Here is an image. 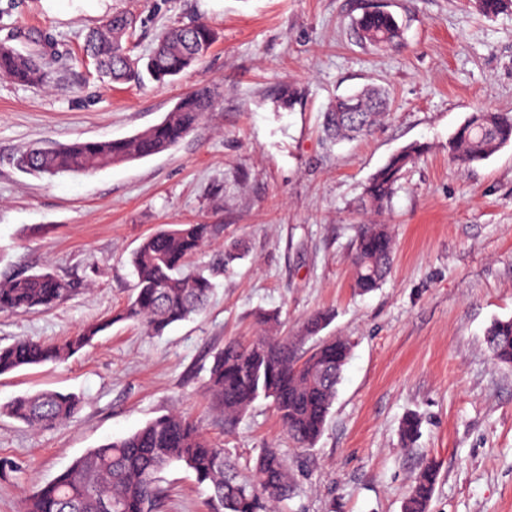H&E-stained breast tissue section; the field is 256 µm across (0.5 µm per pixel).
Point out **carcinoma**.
<instances>
[{
    "label": "carcinoma",
    "mask_w": 512,
    "mask_h": 512,
    "mask_svg": "<svg viewBox=\"0 0 512 512\" xmlns=\"http://www.w3.org/2000/svg\"><path fill=\"white\" fill-rule=\"evenodd\" d=\"M362 42L375 48L399 44L400 26L382 9H366L354 21ZM135 20L113 15L86 38V51L102 77L112 83L140 80L139 65L127 52ZM217 39L207 23L192 21L162 30L146 62L157 80L175 77L198 63ZM0 76L20 85L43 84L48 73L31 54L0 44ZM214 105L211 90L202 88L179 98L158 124L128 138L105 142H74L53 148L31 145L16 165L33 175L54 177L92 173L111 163L134 161L164 152L183 140ZM390 108L388 93L364 88L336 98L323 113V131L330 141L367 136ZM512 143V114L477 110L448 139V160L469 166ZM421 154L409 144L392 155L370 178L363 201L382 209L396 193L407 166ZM213 224H173L147 236L132 256L134 295L116 320H129L160 334L174 323L201 313L213 289L214 271L189 268V259L213 236ZM395 242L387 225L360 224L356 229L353 279L357 292L368 294L390 271ZM75 279L51 270L0 280V313L35 312L54 307L77 292ZM331 320L328 311L314 313L296 336L278 335V314L259 315L261 333L248 344L228 341L213 355L204 393L228 424L260 398L272 400L288 436L311 448L322 435L336 401L337 386L348 363L352 343L331 337L313 348L300 347ZM110 323L89 324L58 344L23 338L0 346V375L45 363H57L91 345ZM484 342L491 358L512 366V318L495 319ZM82 400L71 393L43 391L15 397L0 406L7 415L34 428H52L75 418ZM420 418L407 414L401 423L404 445L415 444ZM173 463L190 469L197 483L210 490L212 512H280L294 492L288 463L276 448H266L249 474L240 473L225 449L206 438L183 412L157 417L130 435L86 452L54 479L26 498L24 512H156L165 494L159 474ZM439 469L427 461L415 477L403 512H430Z\"/></svg>",
    "instance_id": "obj_1"
}]
</instances>
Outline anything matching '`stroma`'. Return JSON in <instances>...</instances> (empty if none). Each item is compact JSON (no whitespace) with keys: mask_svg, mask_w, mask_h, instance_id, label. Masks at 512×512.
Wrapping results in <instances>:
<instances>
[{"mask_svg":"<svg viewBox=\"0 0 512 512\" xmlns=\"http://www.w3.org/2000/svg\"><path fill=\"white\" fill-rule=\"evenodd\" d=\"M368 7L396 17L398 46L359 41L352 23ZM115 13L138 18L136 56L180 21H205L219 38L175 81L107 85L83 45ZM0 42L43 51L49 70L43 85L0 77V277L50 268L81 284L52 309L0 314V344L113 322L65 362L0 376V404L39 391L83 400L77 419L50 429L0 416V512H21L88 450L174 409L240 465L279 449L296 487L287 512H402L429 459L440 466L431 512H512V367L483 343L493 319L512 318V144L465 168L448 160L471 112H512V10L487 17L476 0H0ZM373 84L391 98L385 122L363 140L325 141L329 103ZM203 87L213 109L161 154L51 179L13 164L35 142L132 136ZM289 87L299 94L290 108ZM411 143L426 151L391 203L360 206L372 174ZM371 221L389 225L396 256L384 284L360 295L352 243ZM168 224L218 225L194 268L220 264L233 242L247 250L215 277L205 311L154 335L116 315L133 250ZM319 309L333 314L325 335L353 350L317 443L300 449L264 399L226 426L202 394L214 352L257 336L259 313H278L293 334ZM409 412L421 435L407 448L398 428ZM160 480L158 512H211L183 466Z\"/></svg>","mask_w":512,"mask_h":512,"instance_id":"stroma-1","label":"stroma"}]
</instances>
